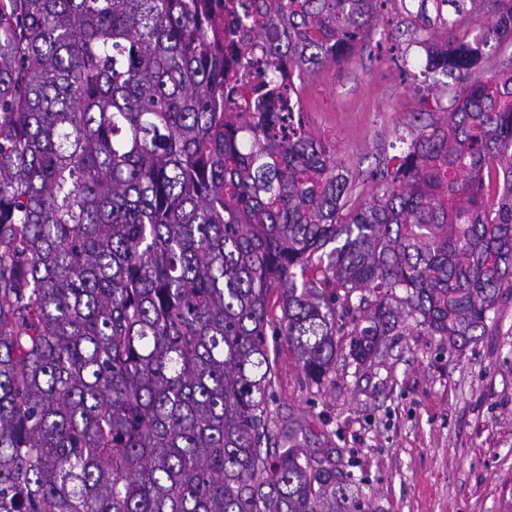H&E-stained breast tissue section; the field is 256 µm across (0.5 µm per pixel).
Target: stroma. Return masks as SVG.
Listing matches in <instances>:
<instances>
[{
  "label": "stroma",
  "instance_id": "stroma-1",
  "mask_svg": "<svg viewBox=\"0 0 512 512\" xmlns=\"http://www.w3.org/2000/svg\"><path fill=\"white\" fill-rule=\"evenodd\" d=\"M301 99L352 172L355 202L370 198L372 173L393 156L419 97L387 55L367 48L310 75ZM274 358L275 416L307 425L310 447L332 451L362 512H512V293L457 350L409 318L383 356L361 364L343 351L318 386L285 341Z\"/></svg>",
  "mask_w": 512,
  "mask_h": 512
}]
</instances>
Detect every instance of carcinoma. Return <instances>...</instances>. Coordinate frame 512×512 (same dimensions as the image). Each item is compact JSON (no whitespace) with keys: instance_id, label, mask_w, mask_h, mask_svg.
<instances>
[{"instance_id":"cac0c4a2","label":"carcinoma","mask_w":512,"mask_h":512,"mask_svg":"<svg viewBox=\"0 0 512 512\" xmlns=\"http://www.w3.org/2000/svg\"><path fill=\"white\" fill-rule=\"evenodd\" d=\"M389 5L436 111L353 209L297 82L381 46ZM506 45L512 0H0V512H361L273 417L268 335L318 385L340 296L358 363L404 317L451 348L486 329L512 288Z\"/></svg>"}]
</instances>
